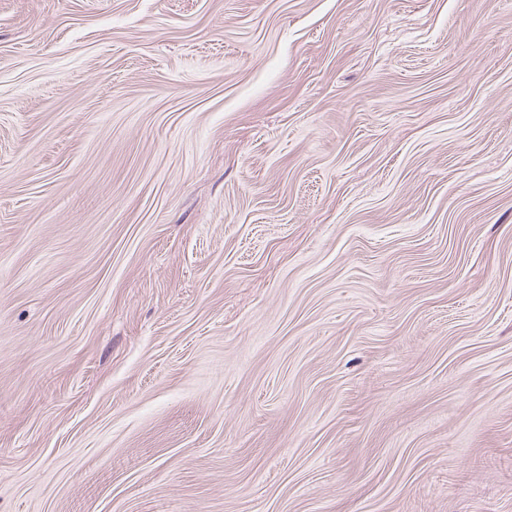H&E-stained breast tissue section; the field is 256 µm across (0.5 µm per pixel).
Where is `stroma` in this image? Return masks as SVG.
Listing matches in <instances>:
<instances>
[{
  "label": "stroma",
  "instance_id": "obj_1",
  "mask_svg": "<svg viewBox=\"0 0 512 512\" xmlns=\"http://www.w3.org/2000/svg\"><path fill=\"white\" fill-rule=\"evenodd\" d=\"M0 512H512V0H0Z\"/></svg>",
  "mask_w": 512,
  "mask_h": 512
}]
</instances>
